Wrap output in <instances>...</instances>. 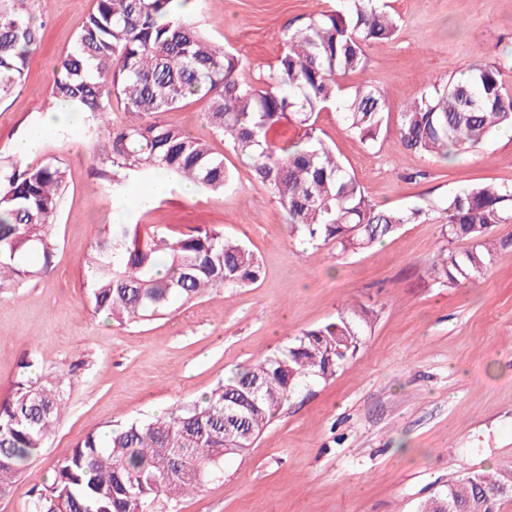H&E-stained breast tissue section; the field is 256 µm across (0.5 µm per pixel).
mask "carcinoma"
I'll return each instance as SVG.
<instances>
[{"label":"carcinoma","mask_w":512,"mask_h":512,"mask_svg":"<svg viewBox=\"0 0 512 512\" xmlns=\"http://www.w3.org/2000/svg\"><path fill=\"white\" fill-rule=\"evenodd\" d=\"M180 0H94L71 48L59 59L50 96L91 118L104 138L93 159L112 174V190L129 178H163L220 193L232 182L224 155L207 141L162 120L187 98L208 100L206 123L265 183L288 214L292 233L343 252L371 248L422 210L380 209L327 145L316 126L333 107L361 141L380 134L382 89L362 82L345 93L337 82L357 71L364 47L390 40L398 19L378 0L343 7L281 32L283 51L258 82L243 58L214 46L179 8ZM42 13L30 0H0V99L25 77L40 42ZM127 115L110 123L112 104ZM297 129L285 136L286 128ZM512 127V92L501 71L476 63L432 93H418L401 113L399 141L445 160L469 152L499 128ZM66 184L61 162L0 168V289L50 270L57 244L50 229ZM447 245L428 267L443 285L480 274L512 238H491L512 223V183L462 188L443 203ZM467 247H453L456 242ZM88 300L97 314L124 323L149 321L200 299L208 290L246 288L260 280L256 254L215 227L179 237L115 224L84 257ZM374 314L350 306L303 331L214 388L201 402L149 422L90 433L35 491L30 512H177L179 499L221 476L224 459L253 446L295 391L328 381L356 356ZM66 373L42 380L27 362L0 402V496L23 464L46 446L65 410ZM494 488L487 498L480 487ZM512 501V470L472 473L450 484L421 512H498Z\"/></svg>","instance_id":"cac0c4a2"}]
</instances>
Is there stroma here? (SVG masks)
<instances>
[{
    "mask_svg": "<svg viewBox=\"0 0 512 512\" xmlns=\"http://www.w3.org/2000/svg\"><path fill=\"white\" fill-rule=\"evenodd\" d=\"M386 2L398 32L368 43L362 69L343 80L383 90L389 110L378 140L363 144L332 109L320 112L317 125L371 204L419 208L424 216L370 250L344 253L292 234L269 188L206 125L204 100H188L164 119L223 153L235 179L220 195L189 197L162 183L144 209L135 181L113 193L111 177L92 159L82 114L57 125L37 155L15 153L26 129L55 108L54 68L93 7V0H42L44 26L25 79L0 100V166L53 157L66 167L67 183L51 228L53 267L0 289V400L27 361L47 377H75L67 412L0 496V512H28L32 490L87 433L194 403L346 303L375 313L356 357L335 378L300 388L249 452L225 459L221 478L185 496L180 512H416L466 473L512 469V249L459 286L426 272L445 242L443 201L467 185L512 182V133L448 162L398 141L406 99L473 64L498 66L512 92V0ZM338 6L189 0L185 10L215 46L246 58L256 79L282 53L285 26ZM120 221L175 236L220 227L255 252L261 278L247 288L212 289L148 323L112 322L87 300L82 259Z\"/></svg>",
    "mask_w": 512,
    "mask_h": 512,
    "instance_id": "35a3bbf8",
    "label": "stroma"
}]
</instances>
